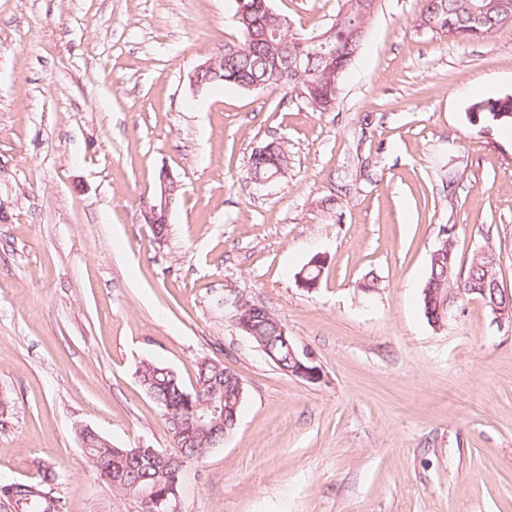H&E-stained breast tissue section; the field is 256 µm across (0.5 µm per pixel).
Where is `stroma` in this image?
I'll use <instances>...</instances> for the list:
<instances>
[{
    "mask_svg": "<svg viewBox=\"0 0 512 512\" xmlns=\"http://www.w3.org/2000/svg\"><path fill=\"white\" fill-rule=\"evenodd\" d=\"M328 29L339 0H271ZM380 0L333 111L298 92L188 73L239 41L234 0H0V480L44 465L65 512H140L81 451L172 437L136 376L244 386L235 431L187 463L177 512H512V325L453 292L444 328L422 290L450 227L456 273L492 245L512 289V128L470 106L512 96V26L459 41ZM277 140L288 170L255 184ZM169 234L143 219L161 171ZM327 262L315 291L296 274ZM378 286L361 291L367 276ZM266 307L322 370H279L236 326ZM500 99H502V100H500ZM499 100L503 101V98H498V99H494V100L488 99L486 101H480V102L474 103L471 110H473V108H475V107H480V110L478 112V115H476L477 113H475V112H472L471 116L468 114L469 123L471 125H475L474 121L476 119H478V121L480 122L479 125L484 124L486 122H493V123L501 125V126H511L512 125V117H503L499 120H494L493 116L491 115L490 112H493L495 105H493L489 109L484 106L485 103H491L493 101H495L497 104L499 102ZM493 113L495 116H497V118L502 117L504 115V114H502L503 112L500 113V112L494 111Z\"/></svg>",
    "mask_w": 512,
    "mask_h": 512,
    "instance_id": "1",
    "label": "stroma"
}]
</instances>
